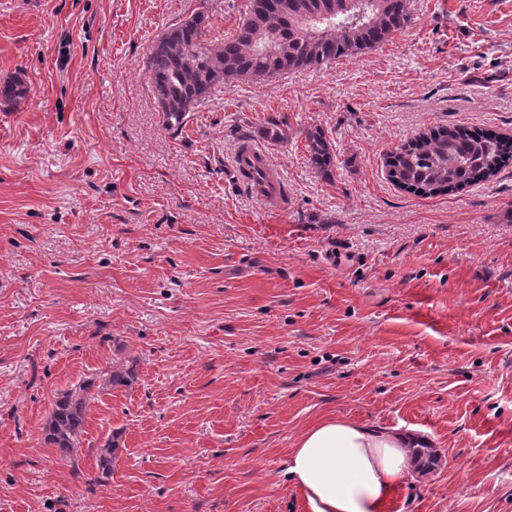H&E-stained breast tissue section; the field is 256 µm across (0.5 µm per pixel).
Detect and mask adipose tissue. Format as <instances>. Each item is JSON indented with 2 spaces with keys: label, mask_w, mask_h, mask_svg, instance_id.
Listing matches in <instances>:
<instances>
[{
  "label": "adipose tissue",
  "mask_w": 512,
  "mask_h": 512,
  "mask_svg": "<svg viewBox=\"0 0 512 512\" xmlns=\"http://www.w3.org/2000/svg\"><path fill=\"white\" fill-rule=\"evenodd\" d=\"M417 445L410 435L328 418L299 436L288 478L308 512H386L409 482Z\"/></svg>",
  "instance_id": "obj_1"
}]
</instances>
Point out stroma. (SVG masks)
Listing matches in <instances>:
<instances>
[{
	"label": "stroma",
	"mask_w": 512,
	"mask_h": 512,
	"mask_svg": "<svg viewBox=\"0 0 512 512\" xmlns=\"http://www.w3.org/2000/svg\"><path fill=\"white\" fill-rule=\"evenodd\" d=\"M245 7L0 0V81L28 89L0 106V512H307L288 457L333 416L436 450L388 512H512V163L435 196L384 167L432 127L512 137V0H410L376 48L225 81L166 129L152 41L197 11L233 32ZM244 140L281 210L237 179ZM124 361L136 381L92 388L60 457L57 393ZM306 148L311 165L319 173L326 174L334 165L332 145L325 133L314 130L307 133ZM234 164L239 171L245 170L253 176L257 177L256 173H261L262 177L271 183L272 187L267 185L269 194H263L256 190L262 201L272 203L280 199V180L278 179V174L261 148L251 143H245L243 147H239L236 151Z\"/></svg>",
	"instance_id": "stroma-1"
}]
</instances>
